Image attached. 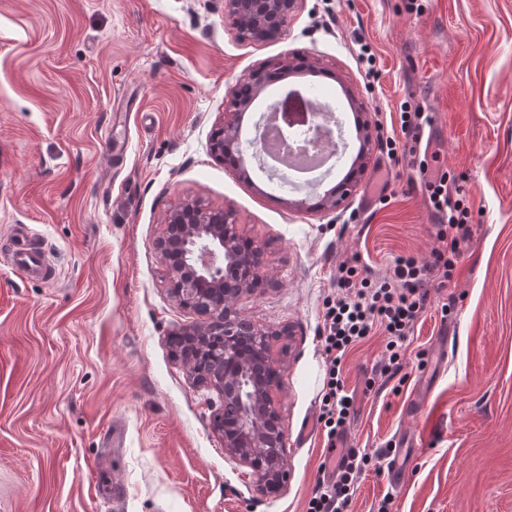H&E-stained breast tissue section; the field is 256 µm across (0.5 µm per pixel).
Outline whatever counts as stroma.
<instances>
[{
    "mask_svg": "<svg viewBox=\"0 0 512 512\" xmlns=\"http://www.w3.org/2000/svg\"><path fill=\"white\" fill-rule=\"evenodd\" d=\"M295 54L318 60L295 82L338 109L346 144L307 187L209 149L233 87ZM405 102L433 119L428 153L465 193L471 237L408 338L400 393L377 369L381 335L347 358L344 446L420 447L400 491L368 469L352 510L377 512L389 493L391 512H512V0H300L260 43L238 38L224 0H0V512H305L323 478L318 328L336 267L356 254L375 276L438 245L417 168L386 155ZM361 121L365 171L340 208L317 209ZM373 189L388 203H370ZM300 199L308 210L290 208ZM183 201L233 211L268 278L237 309L291 330L276 395L289 477L274 496L225 456L221 394L169 346L202 321L153 248ZM19 224L55 279L13 265Z\"/></svg>",
    "mask_w": 512,
    "mask_h": 512,
    "instance_id": "1",
    "label": "stroma"
}]
</instances>
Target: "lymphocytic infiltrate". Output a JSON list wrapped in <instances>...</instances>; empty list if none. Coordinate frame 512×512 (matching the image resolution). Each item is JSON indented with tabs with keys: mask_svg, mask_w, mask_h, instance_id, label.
<instances>
[{
	"mask_svg": "<svg viewBox=\"0 0 512 512\" xmlns=\"http://www.w3.org/2000/svg\"><path fill=\"white\" fill-rule=\"evenodd\" d=\"M426 188L440 226L437 237L447 240V248L432 249L426 260L396 257L389 272L376 279L362 276L358 257L343 260L336 271L339 292L323 303L320 341L328 371L317 422L328 444H335L354 407L355 395L339 376L347 353L373 329H382L386 335L383 370L397 375L405 359L406 340L427 308L431 277L444 282L452 278L459 244L470 236L469 208L463 199L449 194L447 175L427 181ZM372 461L369 454L348 450L334 467V480L316 484L306 512H349L355 485Z\"/></svg>",
	"mask_w": 512,
	"mask_h": 512,
	"instance_id": "lymphocytic-infiltrate-1",
	"label": "lymphocytic infiltrate"
}]
</instances>
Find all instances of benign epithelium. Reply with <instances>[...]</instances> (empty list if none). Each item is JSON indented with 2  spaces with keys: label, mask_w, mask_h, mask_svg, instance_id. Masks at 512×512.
Listing matches in <instances>:
<instances>
[{
  "label": "benign epithelium",
  "mask_w": 512,
  "mask_h": 512,
  "mask_svg": "<svg viewBox=\"0 0 512 512\" xmlns=\"http://www.w3.org/2000/svg\"><path fill=\"white\" fill-rule=\"evenodd\" d=\"M298 0H225V11L240 40L265 42L280 36ZM249 101L233 93L232 111L211 143L217 157L248 153L239 123ZM350 183L327 194L320 207L336 209L349 195ZM229 211L211 212L181 203L170 213L165 233L154 248L165 260L171 294L191 304L207 321L189 333V349L181 362L196 381L224 395L213 430L224 440V453L250 469L254 490L263 496L279 493L287 482L285 433L275 406L285 371L273 343L290 336L286 327L255 325L239 316L237 301L256 291L264 278L260 247L248 244Z\"/></svg>",
  "instance_id": "benign-epithelium-1"
}]
</instances>
